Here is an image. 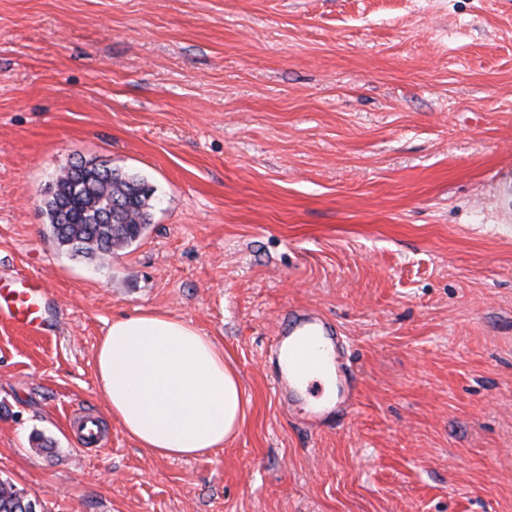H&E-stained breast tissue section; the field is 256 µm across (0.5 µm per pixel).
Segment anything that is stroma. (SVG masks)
I'll return each instance as SVG.
<instances>
[{
    "instance_id": "35a3bbf8",
    "label": "stroma",
    "mask_w": 512,
    "mask_h": 512,
    "mask_svg": "<svg viewBox=\"0 0 512 512\" xmlns=\"http://www.w3.org/2000/svg\"><path fill=\"white\" fill-rule=\"evenodd\" d=\"M90 159L155 188L106 260L43 208ZM1 272L54 301L48 335L0 322V478L40 512H512V0H0ZM292 307L347 340L344 421L280 405ZM141 312L240 375L224 447L163 457L113 419L97 349Z\"/></svg>"
}]
</instances>
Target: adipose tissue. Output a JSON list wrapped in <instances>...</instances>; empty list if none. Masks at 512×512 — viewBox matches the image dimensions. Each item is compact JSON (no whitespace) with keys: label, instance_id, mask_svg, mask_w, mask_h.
I'll return each mask as SVG.
<instances>
[{"label":"adipose tissue","instance_id":"1","mask_svg":"<svg viewBox=\"0 0 512 512\" xmlns=\"http://www.w3.org/2000/svg\"><path fill=\"white\" fill-rule=\"evenodd\" d=\"M96 365L113 417L155 454L190 458L223 447L241 431L240 376L190 321L158 312L115 320Z\"/></svg>","mask_w":512,"mask_h":512}]
</instances>
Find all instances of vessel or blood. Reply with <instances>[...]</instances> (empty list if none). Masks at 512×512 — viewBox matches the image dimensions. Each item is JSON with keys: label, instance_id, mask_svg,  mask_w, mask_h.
Segmentation results:
<instances>
[{"label": "vessel or blood", "instance_id": "obj_1", "mask_svg": "<svg viewBox=\"0 0 512 512\" xmlns=\"http://www.w3.org/2000/svg\"><path fill=\"white\" fill-rule=\"evenodd\" d=\"M48 283L41 274H0V321L22 328L31 336L53 328ZM345 344L338 327L312 309H291L282 314L270 346L272 359L282 364L274 382L281 403L289 412L318 425L347 414L357 396L355 374L342 359ZM330 375L336 394L322 400L313 377Z\"/></svg>", "mask_w": 512, "mask_h": 512}]
</instances>
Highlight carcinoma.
<instances>
[{"instance_id":"cac0c4a2","label":"carcinoma","mask_w":512,"mask_h":512,"mask_svg":"<svg viewBox=\"0 0 512 512\" xmlns=\"http://www.w3.org/2000/svg\"><path fill=\"white\" fill-rule=\"evenodd\" d=\"M53 186L45 201L50 235L75 254L106 259L137 242L150 224L154 188L105 161L73 163ZM113 203L120 208L112 211V223H99L98 214ZM0 512H38L37 503L0 480Z\"/></svg>"}]
</instances>
